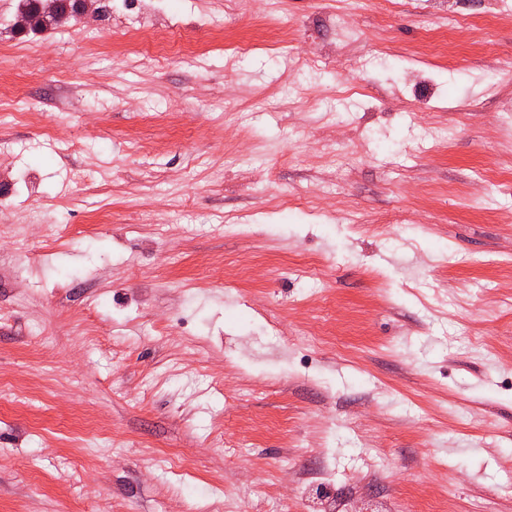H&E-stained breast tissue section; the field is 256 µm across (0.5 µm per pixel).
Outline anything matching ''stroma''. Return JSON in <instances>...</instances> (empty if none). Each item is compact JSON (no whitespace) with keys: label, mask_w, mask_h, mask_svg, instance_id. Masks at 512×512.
<instances>
[{"label":"stroma","mask_w":512,"mask_h":512,"mask_svg":"<svg viewBox=\"0 0 512 512\" xmlns=\"http://www.w3.org/2000/svg\"><path fill=\"white\" fill-rule=\"evenodd\" d=\"M0 51V512L512 504V0H112Z\"/></svg>","instance_id":"35a3bbf8"}]
</instances>
